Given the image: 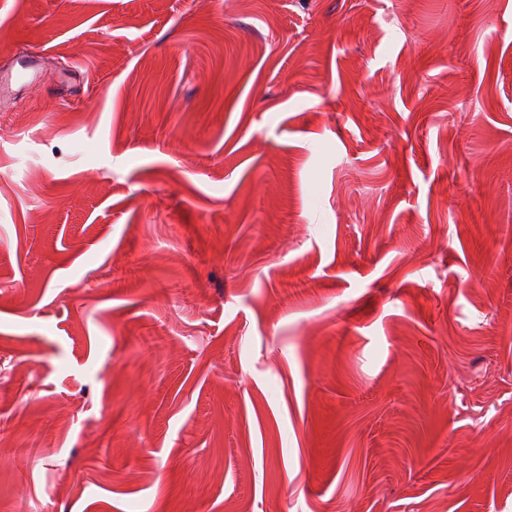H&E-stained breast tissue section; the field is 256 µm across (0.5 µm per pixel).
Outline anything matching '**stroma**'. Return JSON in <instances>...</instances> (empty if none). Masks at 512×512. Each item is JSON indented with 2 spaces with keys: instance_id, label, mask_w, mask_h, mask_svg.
I'll list each match as a JSON object with an SVG mask.
<instances>
[{
  "instance_id": "1",
  "label": "stroma",
  "mask_w": 512,
  "mask_h": 512,
  "mask_svg": "<svg viewBox=\"0 0 512 512\" xmlns=\"http://www.w3.org/2000/svg\"><path fill=\"white\" fill-rule=\"evenodd\" d=\"M0 512H512V0H0Z\"/></svg>"
}]
</instances>
